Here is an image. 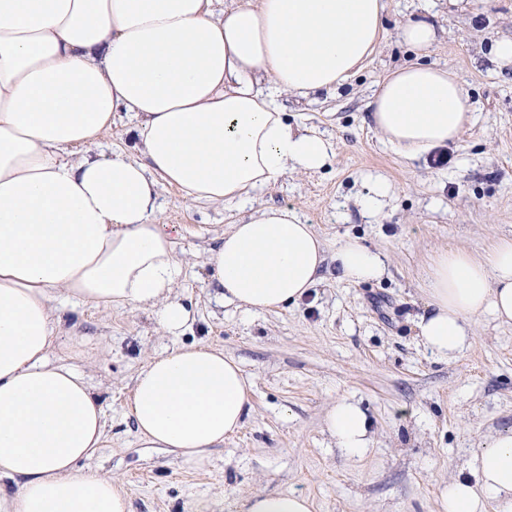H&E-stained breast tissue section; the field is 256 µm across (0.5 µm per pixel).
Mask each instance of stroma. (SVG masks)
Listing matches in <instances>:
<instances>
[{
	"instance_id": "stroma-1",
	"label": "stroma",
	"mask_w": 512,
	"mask_h": 512,
	"mask_svg": "<svg viewBox=\"0 0 512 512\" xmlns=\"http://www.w3.org/2000/svg\"><path fill=\"white\" fill-rule=\"evenodd\" d=\"M387 4V34L365 69L336 92L303 103L279 99L332 141L330 163L281 178L254 202L294 209L328 248L349 236L383 253V278L347 283L329 264L311 294L289 308L223 305L209 254L252 204H184L164 186L159 217L183 227L175 295L190 313L185 329L166 332L153 308L61 311L49 359L85 378L105 422L102 448L80 468L117 484L130 512H239L257 491L307 495L313 512H437L449 478L490 436L512 429V326L477 319L470 347L451 360L432 355L416 329L439 251L480 256L512 237V66L483 54L492 41L512 37V0H476L470 10L448 0ZM426 12L438 40L421 54L397 30ZM416 60L453 68L476 110L441 168L398 156L370 115L387 71ZM376 177L390 190L372 216L360 200ZM190 344L223 350L252 381L243 427L197 464L143 444L127 408L138 371L156 354ZM342 396L359 401L371 422L364 457L347 456L326 430V412Z\"/></svg>"
}]
</instances>
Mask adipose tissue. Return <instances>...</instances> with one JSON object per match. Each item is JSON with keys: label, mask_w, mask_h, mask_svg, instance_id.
<instances>
[{"label": "adipose tissue", "mask_w": 512, "mask_h": 512, "mask_svg": "<svg viewBox=\"0 0 512 512\" xmlns=\"http://www.w3.org/2000/svg\"><path fill=\"white\" fill-rule=\"evenodd\" d=\"M0 0V512H129L126 495L80 470L101 448L102 406L83 376L48 362L57 302L159 310L174 297L181 229L161 223L159 188L235 204L291 173L320 171L329 139L289 121L280 95L333 93L364 69L384 35L387 0ZM384 143L416 159L456 143L473 104L456 73L396 66L370 102ZM132 116L145 157L87 154ZM333 258L339 280L380 278L383 254L347 237L328 252L288 207L262 206L210 254L225 304L264 312L297 304ZM422 344L442 359L491 315L512 325V239L484 256L442 252L428 278ZM251 383L223 350L180 346L139 370L129 401L139 439L186 462L223 444L250 409ZM326 426L363 455L366 413L343 397ZM512 512V431L489 439L449 479L438 512ZM242 512H312L300 493L259 491Z\"/></svg>", "instance_id": "obj_1"}]
</instances>
